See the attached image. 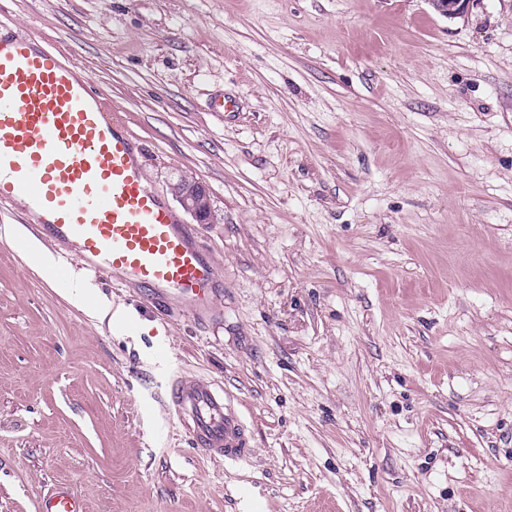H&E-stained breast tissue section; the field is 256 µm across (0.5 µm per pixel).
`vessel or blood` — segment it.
<instances>
[{
    "label": "vessel or blood",
    "mask_w": 512,
    "mask_h": 512,
    "mask_svg": "<svg viewBox=\"0 0 512 512\" xmlns=\"http://www.w3.org/2000/svg\"><path fill=\"white\" fill-rule=\"evenodd\" d=\"M22 196L26 213L70 256L207 309L216 274L197 231L181 224L146 184L143 149L115 113L104 111L90 76L39 35L0 22V203ZM167 407L193 446L227 461L248 459L247 427L222 386L174 373ZM38 512H81L60 489Z\"/></svg>",
    "instance_id": "b4317fda"
}]
</instances>
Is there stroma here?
I'll list each match as a JSON object with an SVG mask.
<instances>
[{"label": "stroma", "mask_w": 512, "mask_h": 512, "mask_svg": "<svg viewBox=\"0 0 512 512\" xmlns=\"http://www.w3.org/2000/svg\"><path fill=\"white\" fill-rule=\"evenodd\" d=\"M210 189L196 320L0 205V512H512V0H0ZM237 102L217 116L211 96ZM53 256L55 282L38 273ZM128 309L124 336L70 301ZM254 448H194L173 371ZM478 0H427L440 15L455 19L468 13L470 5ZM39 512H82L77 499L67 490H56L42 496L38 504Z\"/></svg>", "instance_id": "obj_1"}]
</instances>
